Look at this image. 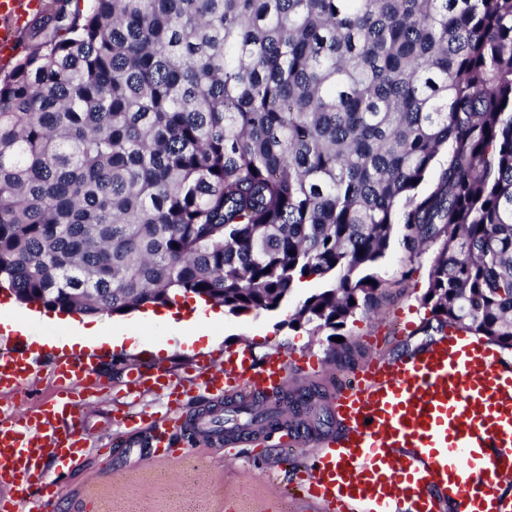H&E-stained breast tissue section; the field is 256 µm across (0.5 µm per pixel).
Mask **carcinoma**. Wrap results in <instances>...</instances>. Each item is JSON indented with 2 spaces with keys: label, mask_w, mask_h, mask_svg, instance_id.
Instances as JSON below:
<instances>
[{
  "label": "carcinoma",
  "mask_w": 512,
  "mask_h": 512,
  "mask_svg": "<svg viewBox=\"0 0 512 512\" xmlns=\"http://www.w3.org/2000/svg\"><path fill=\"white\" fill-rule=\"evenodd\" d=\"M69 3L0 82V288L236 315L310 278L288 326L330 341L402 224L424 330L512 351V0Z\"/></svg>",
  "instance_id": "carcinoma-1"
}]
</instances>
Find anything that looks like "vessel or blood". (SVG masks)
<instances>
[{
  "label": "vessel or blood",
  "mask_w": 512,
  "mask_h": 512,
  "mask_svg": "<svg viewBox=\"0 0 512 512\" xmlns=\"http://www.w3.org/2000/svg\"><path fill=\"white\" fill-rule=\"evenodd\" d=\"M42 0H0V57L16 48L21 24ZM32 370L28 356L0 351V386ZM93 361L57 362L58 381L83 382ZM288 363L272 354L256 362L249 348L226 350L219 368L199 385L215 398L246 405L278 393ZM131 385L169 391L170 417L152 419L153 458L169 460L173 412L182 393L164 373L134 372ZM339 433L316 446L303 489L317 512H512L501 480L512 475V358L486 340L449 329L430 347L406 357L372 360L333 398ZM65 429H57V422ZM82 399L64 390L21 417L0 416V480L41 477L46 459L71 465L83 448Z\"/></svg>",
  "instance_id": "b4317fda"
}]
</instances>
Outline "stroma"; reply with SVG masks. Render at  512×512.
<instances>
[{
    "instance_id": "35a3bbf8",
    "label": "stroma",
    "mask_w": 512,
    "mask_h": 512,
    "mask_svg": "<svg viewBox=\"0 0 512 512\" xmlns=\"http://www.w3.org/2000/svg\"><path fill=\"white\" fill-rule=\"evenodd\" d=\"M404 233L403 225H395L394 242L379 265L385 294L375 313L355 315L343 329V357L331 352L325 337L288 328L284 308L224 316L212 339H200L189 348L180 344L179 331L165 320L162 307L149 315L140 309L107 316L112 328H129L141 336V347L133 350L64 347L70 318L51 312L37 318L33 333L53 339V346L28 344L19 332H12L19 351L41 355L43 362L37 378L0 389V414L18 416L57 397L61 385L52 374L53 358L89 357L96 365L91 380L72 386L86 399L84 456L64 469L51 462L46 465L49 478L62 489L57 512H178L189 495L195 497L199 512H316L297 482L308 452L336 433L332 398L338 384L377 356L402 357L438 337L437 332H424L425 310L420 305L432 253L410 254L403 245ZM401 321L412 323V330L399 332ZM242 344L260 358L276 351L287 355L292 367L286 389L312 394L319 421L289 412L281 425L248 435L224 434L207 449L191 443L176 460L155 462L143 421L167 412L168 394L154 388L130 389L131 368L169 372L184 393L187 420L199 415L223 419L227 401L199 391L194 377L198 364H219L225 349ZM310 357L319 359L317 370L303 368V360ZM126 412L138 417V424H120L118 418Z\"/></svg>"
}]
</instances>
